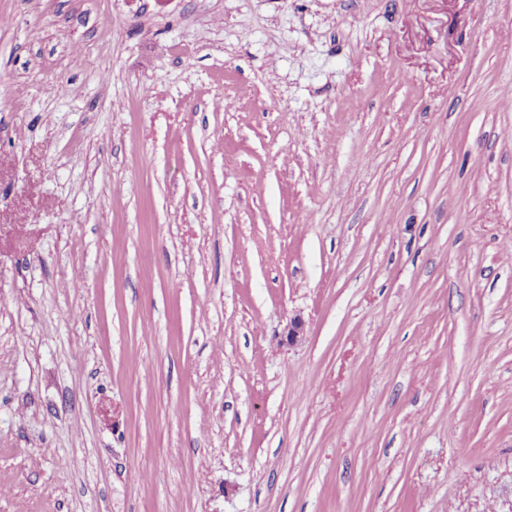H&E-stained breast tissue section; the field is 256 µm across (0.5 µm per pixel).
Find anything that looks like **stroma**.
<instances>
[{"label":"stroma","instance_id":"stroma-1","mask_svg":"<svg viewBox=\"0 0 512 512\" xmlns=\"http://www.w3.org/2000/svg\"><path fill=\"white\" fill-rule=\"evenodd\" d=\"M1 16L0 512H512V0Z\"/></svg>","mask_w":512,"mask_h":512}]
</instances>
